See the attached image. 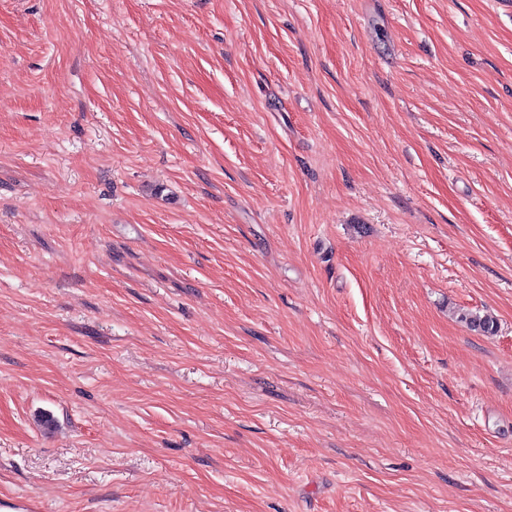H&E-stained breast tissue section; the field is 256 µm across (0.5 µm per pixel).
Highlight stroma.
Here are the masks:
<instances>
[{
    "label": "stroma",
    "mask_w": 512,
    "mask_h": 512,
    "mask_svg": "<svg viewBox=\"0 0 512 512\" xmlns=\"http://www.w3.org/2000/svg\"><path fill=\"white\" fill-rule=\"evenodd\" d=\"M18 503L512 512V0H0Z\"/></svg>",
    "instance_id": "35a3bbf8"
}]
</instances>
